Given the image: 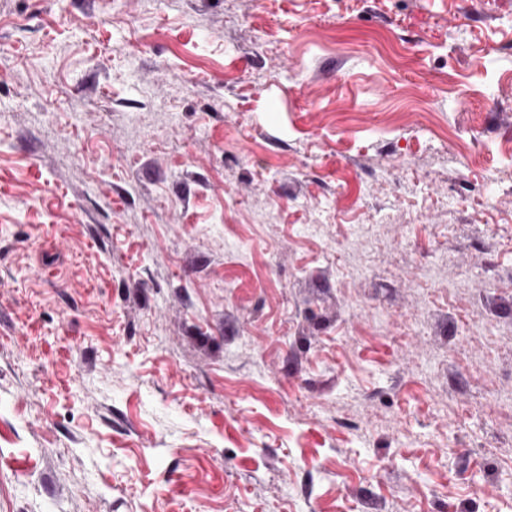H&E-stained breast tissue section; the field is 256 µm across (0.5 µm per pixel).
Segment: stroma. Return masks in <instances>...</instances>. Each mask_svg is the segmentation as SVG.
<instances>
[{
  "mask_svg": "<svg viewBox=\"0 0 512 512\" xmlns=\"http://www.w3.org/2000/svg\"><path fill=\"white\" fill-rule=\"evenodd\" d=\"M511 144L512 0H0V512H512Z\"/></svg>",
  "mask_w": 512,
  "mask_h": 512,
  "instance_id": "1",
  "label": "stroma"
}]
</instances>
